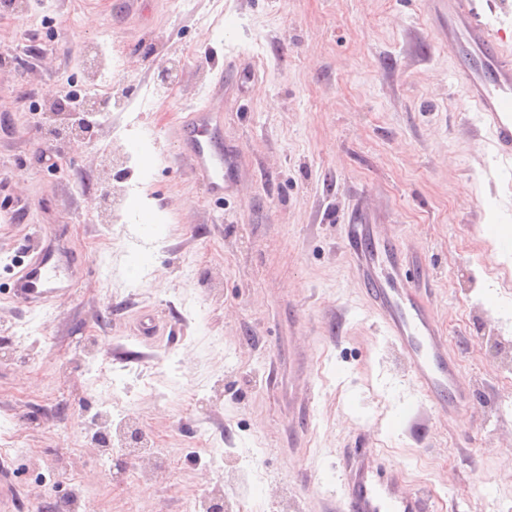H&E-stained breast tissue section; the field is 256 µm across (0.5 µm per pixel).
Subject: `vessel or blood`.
<instances>
[{
    "mask_svg": "<svg viewBox=\"0 0 512 512\" xmlns=\"http://www.w3.org/2000/svg\"><path fill=\"white\" fill-rule=\"evenodd\" d=\"M445 3L447 50L467 58L456 78L466 87L497 157L512 161V50L506 48L502 32L482 19L477 0ZM180 136L206 192L223 194L235 158L224 150L217 112L208 106L191 112ZM346 237L364 292L386 334L408 361L415 384L438 413L463 414L471 396L462 390L445 333L421 296L420 277L402 275L399 246L380 237L375 225H348ZM62 269L54 251L37 250L16 278V295L29 304L47 299L60 284ZM340 512H434V507L427 490L402 491L396 469L381 462L375 449L356 448L348 457Z\"/></svg>",
    "mask_w": 512,
    "mask_h": 512,
    "instance_id": "b4317fda",
    "label": "vessel or blood"
}]
</instances>
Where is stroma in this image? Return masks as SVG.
Wrapping results in <instances>:
<instances>
[{"label":"stroma","instance_id":"1","mask_svg":"<svg viewBox=\"0 0 512 512\" xmlns=\"http://www.w3.org/2000/svg\"><path fill=\"white\" fill-rule=\"evenodd\" d=\"M456 66L429 0L0 10V428L26 448L0 439L12 512H53L70 470L89 512H181L184 481L202 495L223 482L249 512H337L354 448L428 486L437 512H512V244L490 230L512 225V172ZM219 80L239 165L214 198L174 119ZM73 96L100 102L96 136L56 165L46 132ZM146 211L162 219L149 231ZM358 211L421 269L474 397L463 417L423 398L360 288L344 246ZM44 234L71 255L72 286L32 308L12 283ZM115 396L118 426L170 441L171 472L131 480L95 453L86 422ZM204 430L224 441L222 479Z\"/></svg>","mask_w":512,"mask_h":512}]
</instances>
